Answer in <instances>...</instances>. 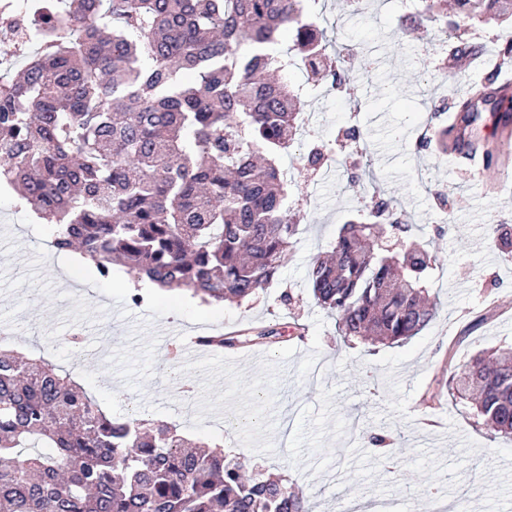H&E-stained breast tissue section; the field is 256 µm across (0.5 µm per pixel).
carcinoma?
Here are the masks:
<instances>
[{"label":"carcinoma","instance_id":"obj_1","mask_svg":"<svg viewBox=\"0 0 512 512\" xmlns=\"http://www.w3.org/2000/svg\"><path fill=\"white\" fill-rule=\"evenodd\" d=\"M456 13L512 20V0H454ZM44 36L15 76L0 77V183L56 225L51 246L122 263L134 281L242 302L282 266L300 209L287 206L278 157L298 133V92L278 78L288 57L306 79L342 88L304 0H48ZM293 51L271 52L282 32ZM473 86L460 125L422 142L456 152L475 123ZM392 201L340 228L308 272L341 336L403 343L436 316L433 256L406 240ZM216 349L280 342L263 327L204 336ZM491 430L512 436V344L482 351L448 382ZM0 512H308L280 479L245 459L201 450L177 429L105 412L43 358L0 345Z\"/></svg>","mask_w":512,"mask_h":512}]
</instances>
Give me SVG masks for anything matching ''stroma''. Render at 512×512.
<instances>
[{"label": "stroma", "mask_w": 512, "mask_h": 512, "mask_svg": "<svg viewBox=\"0 0 512 512\" xmlns=\"http://www.w3.org/2000/svg\"><path fill=\"white\" fill-rule=\"evenodd\" d=\"M313 20L346 48L340 66L349 90L329 94L302 73L290 76L315 123L280 164L293 169L288 202L307 218L268 288L239 305L207 304L183 290L148 292L132 304L120 285L123 267L102 280L72 265L50 246L53 226L20 209L1 184L0 331L15 350L70 373L113 416L165 422L223 446L299 489L309 512H403L439 483L449 510L464 501L471 512H512V438L487 431L447 392L456 365L512 342V251L493 231L512 225V135L489 140L508 161L478 178L467 160L420 144L435 108L422 93L443 83L462 97L490 71L511 68L499 50L512 42V27L462 18L445 43L433 23H413L403 0H365L359 9L352 0H320ZM464 44L481 52V63L447 75L441 50ZM352 127L365 139L362 151L340 145ZM314 141L327 151L317 173L300 158ZM368 168L410 240L436 259L435 319L406 342L374 351L344 341L308 281L342 224L367 211ZM478 315L482 324L466 332ZM268 323L280 343L225 351L221 366L175 347L182 337ZM75 330L85 336L79 349L62 342ZM435 388L442 398L426 403ZM362 431L391 434V457L375 454Z\"/></svg>", "instance_id": "1"}]
</instances>
